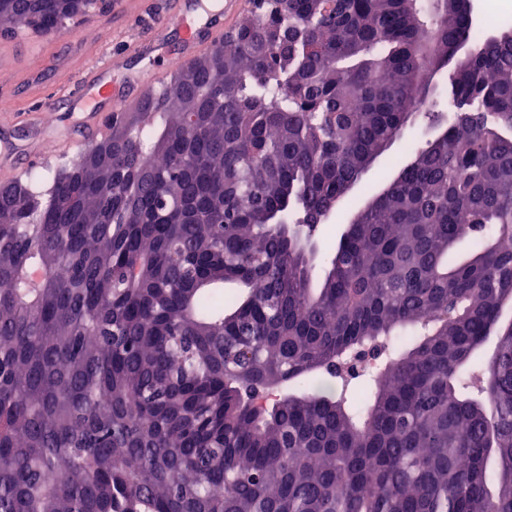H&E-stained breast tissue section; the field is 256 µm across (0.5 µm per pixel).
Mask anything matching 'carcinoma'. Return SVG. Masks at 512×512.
<instances>
[{
  "mask_svg": "<svg viewBox=\"0 0 512 512\" xmlns=\"http://www.w3.org/2000/svg\"><path fill=\"white\" fill-rule=\"evenodd\" d=\"M468 19L274 0L0 187V512H512V29ZM420 114L313 287L299 240Z\"/></svg>",
  "mask_w": 512,
  "mask_h": 512,
  "instance_id": "cac0c4a2",
  "label": "carcinoma"
}]
</instances>
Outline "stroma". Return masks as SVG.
Instances as JSON below:
<instances>
[{
	"instance_id": "1",
	"label": "stroma",
	"mask_w": 512,
	"mask_h": 512,
	"mask_svg": "<svg viewBox=\"0 0 512 512\" xmlns=\"http://www.w3.org/2000/svg\"><path fill=\"white\" fill-rule=\"evenodd\" d=\"M167 8L168 0H141L135 12L125 14L113 9L72 25L61 32L59 41L40 65L35 82L25 81L29 62L22 56L17 57L12 68L0 71V95L12 96L18 107L36 114L46 132L66 131L73 126L75 118L70 115L66 102L56 97L57 71L68 67L78 74L93 65L120 60L124 66L115 74L120 80L135 77L148 68L161 67L162 59L129 57L125 50L130 42L153 31L165 19ZM431 137L429 125L422 119L411 133L395 140L341 207L331 213L325 224L319 225L314 236L318 246L326 247L341 233L348 215L367 201L369 187L377 185L385 174L392 172L396 162L407 159L416 147L424 145Z\"/></svg>"
}]
</instances>
